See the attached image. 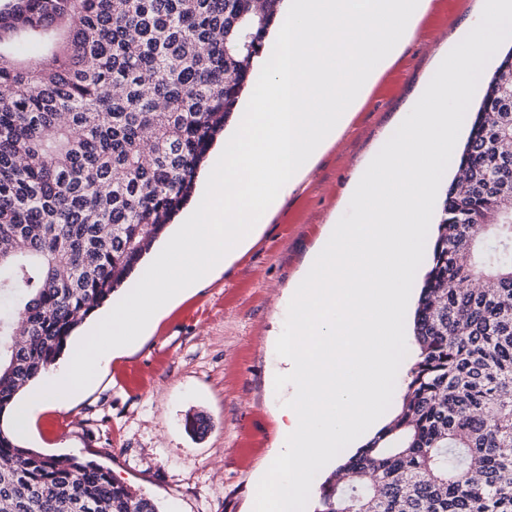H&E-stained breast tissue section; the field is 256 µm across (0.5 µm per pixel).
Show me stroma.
<instances>
[{
    "instance_id": "35a3bbf8",
    "label": "stroma",
    "mask_w": 512,
    "mask_h": 512,
    "mask_svg": "<svg viewBox=\"0 0 512 512\" xmlns=\"http://www.w3.org/2000/svg\"><path fill=\"white\" fill-rule=\"evenodd\" d=\"M484 0H433L399 61L269 220L257 242L185 300L135 349L111 360L65 406L34 411L19 445L109 468L161 512H248V498L276 437L274 415L293 397L275 389V351L288 291L324 224L347 210L358 165L420 94L434 47L457 45ZM204 415V434L186 421Z\"/></svg>"
}]
</instances>
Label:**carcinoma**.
I'll return each instance as SVG.
<instances>
[{
	"label": "carcinoma",
	"instance_id": "1",
	"mask_svg": "<svg viewBox=\"0 0 512 512\" xmlns=\"http://www.w3.org/2000/svg\"><path fill=\"white\" fill-rule=\"evenodd\" d=\"M283 0L0 9V418L191 199ZM394 418L313 512H512V49L466 114ZM0 512H160L0 425Z\"/></svg>",
	"mask_w": 512,
	"mask_h": 512
}]
</instances>
